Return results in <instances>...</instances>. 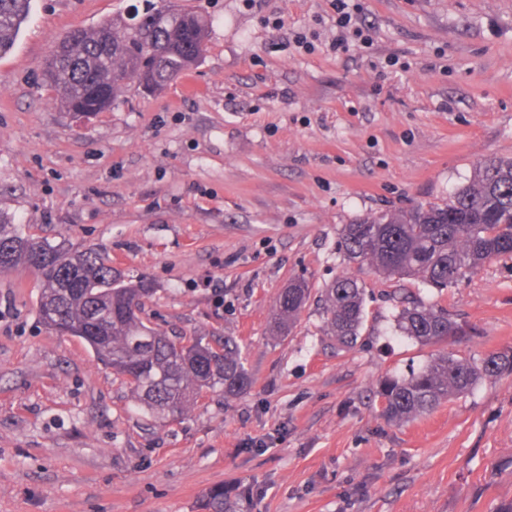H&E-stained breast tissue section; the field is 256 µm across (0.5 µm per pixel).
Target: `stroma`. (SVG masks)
I'll return each instance as SVG.
<instances>
[{"label": "stroma", "mask_w": 512, "mask_h": 512, "mask_svg": "<svg viewBox=\"0 0 512 512\" xmlns=\"http://www.w3.org/2000/svg\"><path fill=\"white\" fill-rule=\"evenodd\" d=\"M132 2L32 0L0 55V215L150 282L145 315L168 335L236 337L252 386L156 423L81 339L40 323L34 272L0 273V512H204L216 485L224 512L512 501V375L402 424L374 395L440 353L511 351L512 258L442 290L411 283L464 328L423 346L397 332L390 285L338 250L343 225L448 199L479 161L512 157V0H360L372 42L341 55L331 0H175L211 21L195 91L132 84L76 126L44 60ZM342 274L367 290L351 349L318 295ZM296 277L314 293L272 336Z\"/></svg>", "instance_id": "1"}]
</instances>
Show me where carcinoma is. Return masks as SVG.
<instances>
[{"label":"carcinoma","instance_id":"cac0c4a2","mask_svg":"<svg viewBox=\"0 0 512 512\" xmlns=\"http://www.w3.org/2000/svg\"><path fill=\"white\" fill-rule=\"evenodd\" d=\"M30 5L31 0H0V54L12 47ZM208 32L209 20L202 14L146 0L135 28L116 16L93 29L63 34L46 65L48 82L65 110L104 112L119 101L134 70H146L157 89L197 65ZM33 240L52 255V268L41 273V322L82 339L99 360L129 380L139 406L154 419L179 420L204 392L237 396L251 386L234 337L212 341L166 335L144 322L145 301L152 294L147 282H118L111 262L99 254L35 238L0 216V246L11 250L7 270L29 266L22 244ZM340 250L348 261L368 265L387 281L413 278L439 289L490 259L512 257V158L479 162L447 203H421L344 225ZM311 294L304 278L281 290L273 335L292 332ZM321 298L327 335L342 348L354 347L367 318L364 285L342 275L321 289ZM394 321L402 335L421 345L462 330L447 311L434 306H404ZM506 373L512 374V352H492L479 360L440 354L417 372L379 381L381 415L395 423L416 419L481 380Z\"/></svg>","mask_w":512,"mask_h":512}]
</instances>
